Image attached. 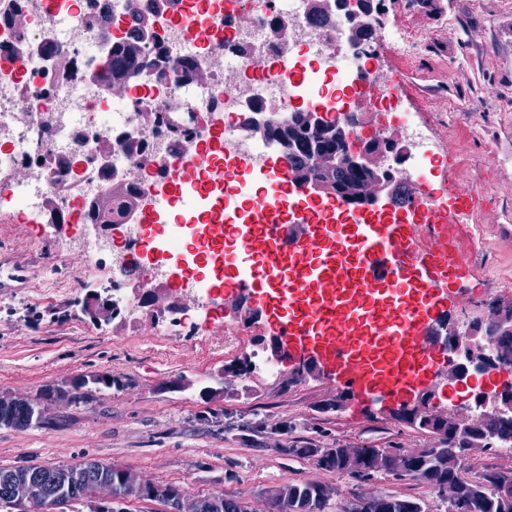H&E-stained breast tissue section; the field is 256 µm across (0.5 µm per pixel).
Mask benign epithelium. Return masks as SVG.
<instances>
[{
  "mask_svg": "<svg viewBox=\"0 0 512 512\" xmlns=\"http://www.w3.org/2000/svg\"><path fill=\"white\" fill-rule=\"evenodd\" d=\"M306 6L313 14L325 17L336 13L344 19L352 47L365 51L362 38L366 32L378 31L383 25V3L381 0H307ZM302 134L311 142H333L336 150L319 152L311 158V173L298 178L323 194L342 197L349 207L361 205L381 206L396 200L403 184L398 174L403 171L410 153L402 132L369 136L365 140L351 142L357 123L353 120L341 123L324 112L303 113ZM351 168L361 173L353 182L333 186L326 175L332 169ZM166 272L157 270L151 288H135L133 292L143 308L145 317L152 321L165 319L166 314H183L187 306L168 292ZM125 295L120 288H97L88 285L81 313L95 326L109 325L124 308ZM224 312L232 314L239 322L250 328L258 323L264 310L244 293L224 296ZM479 327L467 334L458 331V325L445 314L430 325L432 341L445 347V356L434 370L425 386L415 387L402 396L388 391H379L367 397L370 405L379 406V412L388 414L406 423L419 420L448 424L462 434L473 416L480 414L503 424L512 423V383L502 379L490 384L478 382L512 367V352L506 347L512 338V303L494 302L489 305L488 315L478 320ZM256 343L268 351L267 360L280 363L284 360L292 366L294 378H321L327 374L323 360L313 351L299 350L288 342V337L279 334L260 335ZM255 365L250 355L243 354L225 368V374L242 377L252 373ZM86 381V374L72 377L67 387L53 388V401L75 400V387ZM469 388L465 401L451 408L436 410L432 407L442 385ZM0 415L9 421L18 417H29L28 409L21 405L19 397L0 392ZM347 471L386 472L394 468L405 476L413 474L409 464L411 456L405 455L396 461L384 451L365 452L360 448L346 449ZM124 491L117 493L112 487V476L99 463L85 459L68 469L55 471L49 478L41 479L28 466L10 468L0 474V484L5 494L4 503L14 512H64V509L79 501L88 506L90 512H130L135 501H158L168 512H217L224 497L187 498L173 485H163L142 480L130 470L121 469Z\"/></svg>",
  "mask_w": 512,
  "mask_h": 512,
  "instance_id": "7a95c632",
  "label": "benign epithelium"
}]
</instances>
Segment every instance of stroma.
Here are the masks:
<instances>
[{"label": "stroma", "mask_w": 512, "mask_h": 512, "mask_svg": "<svg viewBox=\"0 0 512 512\" xmlns=\"http://www.w3.org/2000/svg\"><path fill=\"white\" fill-rule=\"evenodd\" d=\"M385 27L402 24L425 38L396 103L400 112L453 109L469 104L478 127L449 129L439 179L478 191L479 209L459 215L462 234L475 221L483 233L476 253L448 289L452 318L478 320L487 302L512 301V238L500 237L512 210V0H384ZM455 31L443 34L444 23ZM86 227L67 224H0V392L44 408L47 424L16 430L0 427V467L71 464L94 459L132 470L140 478L179 487L190 498L224 496L249 512H270L272 488L306 481L327 484L325 512H343L353 499L374 494L410 495L427 512H446L447 492L388 473L369 480L318 469L313 460L281 454L293 441L396 448L410 454L431 447L432 437L379 413L361 401L330 409L340 385L332 378L292 381L289 370L272 378L264 369L222 377L225 365L255 352L253 334L242 330L234 347L224 345L221 310L190 313L187 322L166 325L157 335L142 311L122 312L95 327L80 311L84 285L111 283L109 261L85 274L71 253ZM52 271L73 285L63 295H28L23 276ZM198 330H191V323ZM104 373L116 386L96 385L91 400L47 403L46 385L71 374ZM177 378L189 388L172 389ZM224 395L209 402L199 391Z\"/></svg>", "instance_id": "obj_1"}]
</instances>
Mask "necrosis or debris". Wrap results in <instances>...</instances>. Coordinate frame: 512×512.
<instances>
[{"mask_svg": "<svg viewBox=\"0 0 512 512\" xmlns=\"http://www.w3.org/2000/svg\"><path fill=\"white\" fill-rule=\"evenodd\" d=\"M0 0V17L13 10L29 18L17 31L0 24V207L9 224H46L52 209L83 219L101 204L108 178L123 180L146 207L151 186L166 179L192 148L219 142L211 186L231 201L253 195L266 168L269 140L252 125V102L289 118L316 110L344 120L355 101V77L378 56L354 54L345 25L331 15L317 20L305 0ZM162 7L164 42L171 60L203 64L212 77L200 86L171 82L158 72L114 89L101 80L109 44L133 39L138 14ZM200 13L210 34L191 41L181 17ZM278 16L294 31L285 43L269 39L266 21ZM289 61L298 80L267 78L263 69ZM411 132L414 174L433 178L437 152L424 149L413 112H397ZM142 140L138 160L113 151L110 169L96 157L102 144ZM246 165L225 182L224 168Z\"/></svg>", "mask_w": 512, "mask_h": 512, "instance_id": "obj_1", "label": "necrosis or debris"}]
</instances>
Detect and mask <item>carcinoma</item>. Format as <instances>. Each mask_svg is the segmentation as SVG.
Returning <instances> with one entry per match:
<instances>
[{"mask_svg":"<svg viewBox=\"0 0 512 512\" xmlns=\"http://www.w3.org/2000/svg\"><path fill=\"white\" fill-rule=\"evenodd\" d=\"M144 41L137 37L112 49V74L130 77L140 73V59L143 55ZM273 139L292 140L287 161L295 172L308 171V160L315 147L302 136L301 118L285 126V130L276 134L267 133ZM133 188L126 189L120 196L112 197V207L100 214H92L97 224H120L133 211ZM488 429L501 435V441H512V424L498 425L490 422H475L467 432L458 436L447 433L433 447L413 456L416 473L412 478L436 487H445L450 491V499L463 501L470 512H512V502L505 503L500 491L506 484L512 485V475L498 471L485 470L469 479L462 474V459L458 454L467 439H478ZM345 445L336 444L334 448H322L313 440L295 441L281 449V452L300 458L314 460L319 469L329 473H341L346 467ZM272 498L282 500L288 512H323L328 495L327 487L321 482L288 484L271 490ZM381 506L370 507L356 500L344 509V512H425L422 502L417 498L396 495H379Z\"/></svg>","mask_w":512,"mask_h":512,"instance_id":"1","label":"carcinoma"}]
</instances>
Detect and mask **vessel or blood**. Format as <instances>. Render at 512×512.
I'll return each mask as SVG.
<instances>
[{"label": "vessel or blood", "instance_id": "vessel-or-blood-1", "mask_svg": "<svg viewBox=\"0 0 512 512\" xmlns=\"http://www.w3.org/2000/svg\"><path fill=\"white\" fill-rule=\"evenodd\" d=\"M403 70L386 78L365 73V94L383 95L399 84ZM210 147L182 158L177 176L153 191L157 206L176 210L185 189L209 192L204 158ZM451 206L433 207L427 186L414 191L413 203L393 206L390 220L375 224L372 207L346 208L333 196L303 188L286 161L272 165L257 196L225 204L213 199L214 232L188 241L191 254L233 251L253 266L239 278L234 263L225 264L220 287L248 294L271 306L272 326L296 346L315 351L337 380L356 393L377 389L402 392L421 384L434 367L425 340L427 324L443 311V293L460 266L451 256L457 237L453 214L469 208L472 198L443 189ZM304 225L299 235L291 225ZM423 289L414 302L408 287Z\"/></svg>", "mask_w": 512, "mask_h": 512}]
</instances>
